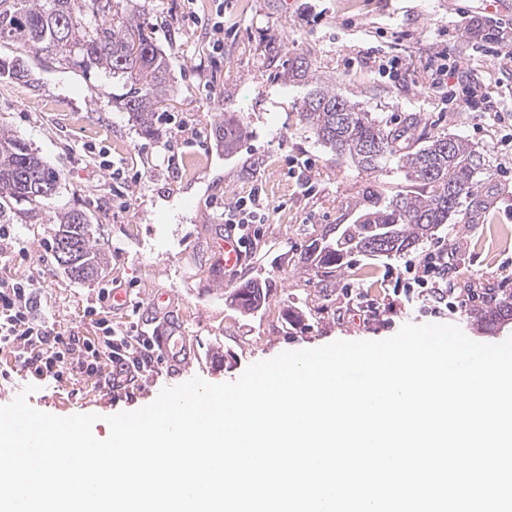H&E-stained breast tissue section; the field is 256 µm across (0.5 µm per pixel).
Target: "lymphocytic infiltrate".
<instances>
[{
	"instance_id": "1",
	"label": "lymphocytic infiltrate",
	"mask_w": 512,
	"mask_h": 512,
	"mask_svg": "<svg viewBox=\"0 0 512 512\" xmlns=\"http://www.w3.org/2000/svg\"><path fill=\"white\" fill-rule=\"evenodd\" d=\"M265 212L256 192L225 208L224 221L235 225L247 241L256 236V226L263 223ZM398 273L406 295L418 294L433 306L456 310V303L448 299V262L442 246L406 259ZM38 283L37 276L18 279L8 267L0 266V350L13 353L34 380L60 382L73 371L92 379L105 368L113 374L131 371L139 375L163 364V356L141 328L121 329L102 320L97 336H65L49 322L35 319L32 305Z\"/></svg>"
}]
</instances>
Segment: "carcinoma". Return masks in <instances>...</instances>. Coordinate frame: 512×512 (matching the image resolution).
I'll return each instance as SVG.
<instances>
[{"label":"carcinoma","instance_id":"cac0c4a2","mask_svg":"<svg viewBox=\"0 0 512 512\" xmlns=\"http://www.w3.org/2000/svg\"><path fill=\"white\" fill-rule=\"evenodd\" d=\"M2 43L21 54L1 59L0 75L29 77L27 59L32 58L103 77L122 87V108L145 133L152 130L155 110L170 94L168 57L144 23L123 11L121 0H0ZM300 119L318 142L357 168L376 173L393 160L409 181L408 190L391 197H366L358 204L354 223L337 224L311 243L298 265L322 282L341 275L351 255L391 257L437 236L462 214L485 170L484 149L450 134L422 135L416 117L389 129L333 86L303 101ZM241 135L240 126L225 121L224 151L233 152ZM58 186L55 169L26 142L0 129V223L55 224L56 263L62 259L60 243L67 240L75 262L70 277L94 281L108 270L98 226L81 222L80 209L47 215V202ZM379 241L387 246H376ZM475 298L478 302L468 312L479 330L493 333L512 321V294L500 298L486 288ZM266 300L267 290L257 280L232 292V303L244 315L259 311Z\"/></svg>","mask_w":512,"mask_h":512}]
</instances>
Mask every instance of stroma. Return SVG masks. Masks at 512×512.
Listing matches in <instances>:
<instances>
[{
  "mask_svg": "<svg viewBox=\"0 0 512 512\" xmlns=\"http://www.w3.org/2000/svg\"><path fill=\"white\" fill-rule=\"evenodd\" d=\"M490 0H126L127 13L145 18L169 60L174 90L158 109L153 134L141 132L114 101L120 89L57 65L31 62V75L0 76V127L10 130L56 169L60 185L50 212L73 207L98 224L109 254L105 277L80 282L56 263L45 244L49 224L17 230L28 260H13L16 277L39 272L35 317L61 332L94 333L84 311L112 280L132 284L133 301L170 292L174 320L195 341L190 377L210 383L237 380L252 363L282 352L336 340H383L408 322L430 323L418 303L395 294L390 269L402 258L351 256L330 288H322L298 259L329 226L354 223L357 203L374 192L391 196L406 181L396 165L369 174L322 146L300 121L304 98L322 86L396 128L410 115L432 134L448 133L485 146L488 166L467 212L439 237L448 247V281L462 302L469 289L512 293V61L488 55L473 21L505 27L512 46V10L490 15ZM202 25H194V18ZM223 22L224 49L212 51L205 22ZM310 68L291 75L297 61ZM456 67L459 82L479 87L501 112L500 121L465 104L449 105L439 87L441 66ZM233 113L247 136L224 151L217 125ZM309 169L291 172L293 162ZM261 190L267 219L248 244L239 283L269 286L265 308L244 316L227 290L199 293L210 262L212 226L225 205ZM375 311H365L367 303ZM301 308L302 325L288 321ZM0 406L26 394L35 410L67 417L93 414L92 431L109 434L108 416L132 412L175 386L167 365L113 394L94 380L77 385L32 383L0 352Z\"/></svg>",
  "mask_w": 512,
  "mask_h": 512,
  "instance_id": "35a3bbf8",
  "label": "stroma"
}]
</instances>
